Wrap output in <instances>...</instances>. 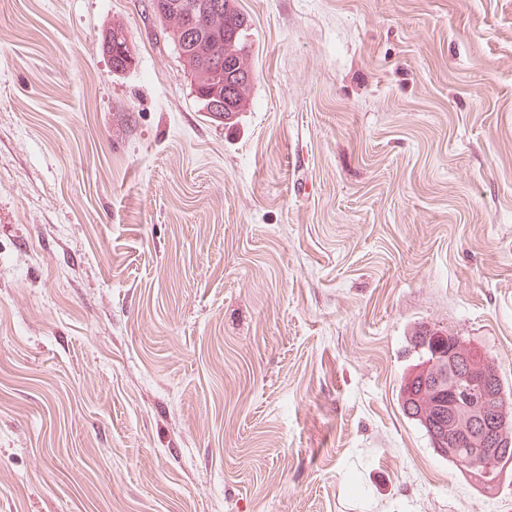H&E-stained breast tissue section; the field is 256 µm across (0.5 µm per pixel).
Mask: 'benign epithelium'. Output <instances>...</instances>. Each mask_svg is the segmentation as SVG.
<instances>
[{
    "label": "benign epithelium",
    "mask_w": 512,
    "mask_h": 512,
    "mask_svg": "<svg viewBox=\"0 0 512 512\" xmlns=\"http://www.w3.org/2000/svg\"><path fill=\"white\" fill-rule=\"evenodd\" d=\"M441 361L448 364L456 382L448 390V415H439L433 441L446 455L460 438H466L474 460L485 463L484 478L491 479L512 464V446L505 440L512 415L502 403L498 369L486 351L458 341L448 342V353L441 355Z\"/></svg>",
    "instance_id": "benign-epithelium-1"
}]
</instances>
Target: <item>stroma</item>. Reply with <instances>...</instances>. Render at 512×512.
Listing matches in <instances>:
<instances>
[{"mask_svg":"<svg viewBox=\"0 0 512 512\" xmlns=\"http://www.w3.org/2000/svg\"><path fill=\"white\" fill-rule=\"evenodd\" d=\"M236 5L219 124L147 0H0V512H512L400 401L512 384V0ZM114 34H118V35H121L124 39H128L129 35H128V32L127 30L125 29L124 25L120 22H114L108 29H106L104 32H103V35L101 36V42H100V47L102 49L103 52H107L112 61V68L113 70H117L118 68H122V69H125V63H126V60L125 58H127V61L128 63L131 65V66H134L136 64V58H131L129 57L128 53L126 52L127 48H126V44L124 45H120L119 44V37H116L115 40L117 41L116 44L112 47V50H113V54H123V56L125 58H123L122 56H113L112 57V54H111V50L109 47H107V38H112V36ZM126 48V50H124ZM105 52V53H106Z\"/></svg>","mask_w":512,"mask_h":512,"instance_id":"obj_1","label":"stroma"}]
</instances>
